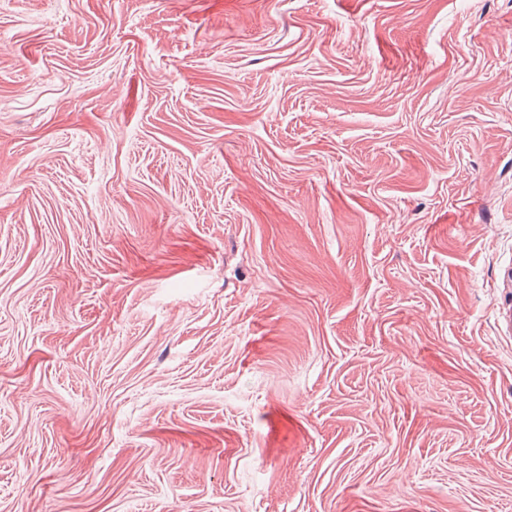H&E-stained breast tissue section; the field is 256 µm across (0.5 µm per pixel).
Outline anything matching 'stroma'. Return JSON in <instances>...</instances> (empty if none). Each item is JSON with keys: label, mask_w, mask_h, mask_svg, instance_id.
<instances>
[{"label": "stroma", "mask_w": 512, "mask_h": 512, "mask_svg": "<svg viewBox=\"0 0 512 512\" xmlns=\"http://www.w3.org/2000/svg\"><path fill=\"white\" fill-rule=\"evenodd\" d=\"M0 512H512V0H0Z\"/></svg>", "instance_id": "obj_1"}]
</instances>
